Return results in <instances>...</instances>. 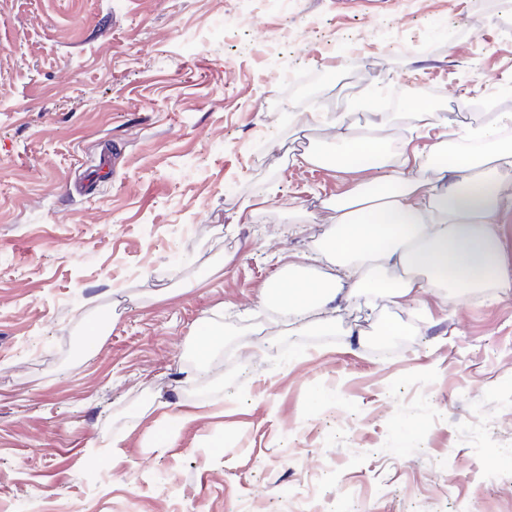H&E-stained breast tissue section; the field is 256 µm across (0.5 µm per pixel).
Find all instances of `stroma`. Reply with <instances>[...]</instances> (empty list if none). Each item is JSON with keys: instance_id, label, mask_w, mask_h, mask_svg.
<instances>
[{"instance_id": "stroma-1", "label": "stroma", "mask_w": 512, "mask_h": 512, "mask_svg": "<svg viewBox=\"0 0 512 512\" xmlns=\"http://www.w3.org/2000/svg\"><path fill=\"white\" fill-rule=\"evenodd\" d=\"M510 85L494 0H0V512H512V292L262 298L373 175L292 164L309 109L384 88L398 148Z\"/></svg>"}]
</instances>
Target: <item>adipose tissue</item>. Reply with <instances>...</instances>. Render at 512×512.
<instances>
[{
	"instance_id": "adipose-tissue-1",
	"label": "adipose tissue",
	"mask_w": 512,
	"mask_h": 512,
	"mask_svg": "<svg viewBox=\"0 0 512 512\" xmlns=\"http://www.w3.org/2000/svg\"><path fill=\"white\" fill-rule=\"evenodd\" d=\"M419 128L430 142L411 155L394 150L385 135L389 113H377L369 131L356 132L340 116L318 119L334 131L336 149L320 156L303 151L294 164H319L347 171L366 158L376 176L327 204L328 229L310 253L279 255L280 268L263 298L284 310L298 327L321 328L353 293H387L414 299L429 286L462 297L485 288L512 291V267L501 258L500 217L512 206L502 183L512 168V142L502 139L512 114L497 125H465L451 139L448 116L418 105ZM327 261L321 279L306 278L312 263Z\"/></svg>"
}]
</instances>
